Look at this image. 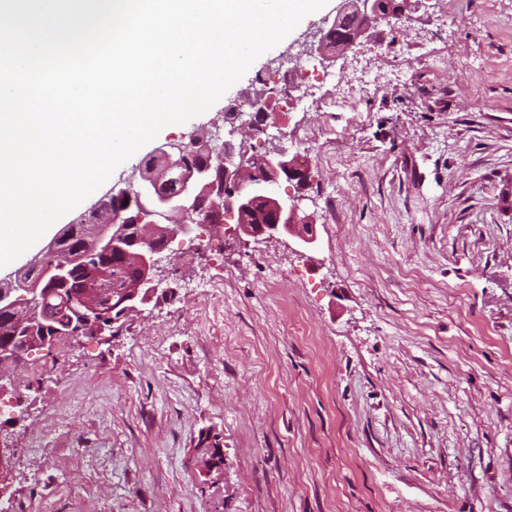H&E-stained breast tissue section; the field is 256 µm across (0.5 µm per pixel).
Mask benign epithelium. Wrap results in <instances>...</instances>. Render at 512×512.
Segmentation results:
<instances>
[{
  "instance_id": "7a95c632",
  "label": "benign epithelium",
  "mask_w": 512,
  "mask_h": 512,
  "mask_svg": "<svg viewBox=\"0 0 512 512\" xmlns=\"http://www.w3.org/2000/svg\"><path fill=\"white\" fill-rule=\"evenodd\" d=\"M403 12L401 0H341L334 18H323L309 28L286 51L270 60L277 64L296 55H315L323 67L342 62L359 61L360 47L377 44L375 29L380 22ZM298 54H293V50ZM252 80L244 102L249 112L263 111L267 91ZM242 128L233 123H211L206 135L187 141H167L154 150L150 166L138 165L114 185L97 202L83 212L94 224L92 242L81 258L82 270L97 288L81 299L79 320H71L64 328L56 327L66 309L57 303L74 274L77 260L57 250L59 231L46 241L26 265L5 278L12 285L0 293V308L15 311V334L37 337V346L51 351L62 336H81L87 328L100 336L105 331L117 332L128 318L149 304L163 282V242L175 232H188L190 225L207 222L206 205L214 199L237 211L242 219L238 232L252 238L292 235L304 245L316 241L313 227L300 217L299 196L284 199L274 191L280 180L302 183L309 171L299 167L288 152L273 141L268 142L264 168L249 165L244 144L235 136ZM179 176L180 196L160 198L153 186ZM121 256L141 271L138 279L123 288L118 305H112L111 269L96 261L101 255Z\"/></svg>"
}]
</instances>
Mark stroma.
Wrapping results in <instances>:
<instances>
[{
	"instance_id": "stroma-1",
	"label": "stroma",
	"mask_w": 512,
	"mask_h": 512,
	"mask_svg": "<svg viewBox=\"0 0 512 512\" xmlns=\"http://www.w3.org/2000/svg\"><path fill=\"white\" fill-rule=\"evenodd\" d=\"M444 2L382 23L365 58L402 73L356 107L270 100L283 146L319 132L314 248L235 237L225 212L170 236L119 333L0 374L14 512H512V0H457L449 27ZM267 61L141 155L203 133Z\"/></svg>"
}]
</instances>
